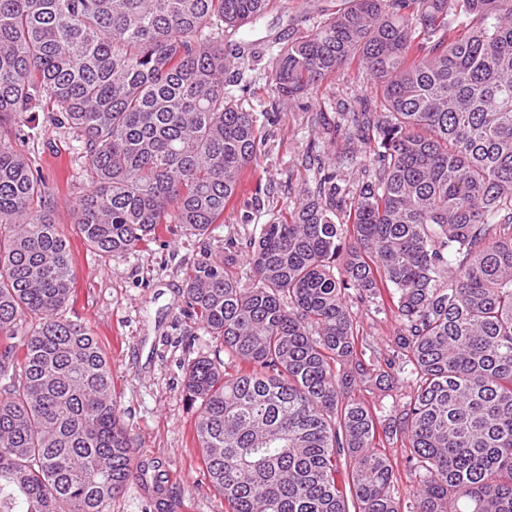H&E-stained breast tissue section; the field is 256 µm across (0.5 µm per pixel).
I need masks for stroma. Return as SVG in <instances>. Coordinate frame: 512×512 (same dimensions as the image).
<instances>
[{
  "instance_id": "1",
  "label": "stroma",
  "mask_w": 512,
  "mask_h": 512,
  "mask_svg": "<svg viewBox=\"0 0 512 512\" xmlns=\"http://www.w3.org/2000/svg\"><path fill=\"white\" fill-rule=\"evenodd\" d=\"M342 0H271L256 24L247 26L239 42L255 43L258 61L245 73L251 95L229 88L243 101L262 131L257 164L224 221L196 236L182 225L148 241L132 253L113 258L91 250L75 230L71 206L89 190L84 165L71 134L57 128L47 110L28 119L31 138L27 150L34 167L51 191V210L72 254L75 285L65 317L86 325L112 367V386L127 431L133 441L138 478L106 512H225L223 497L213 488L194 438L197 407L184 390L189 361L199 357L222 359L220 340L196 328L182 297L187 266L202 255L217 253L229 243L241 244L257 236L272 214L291 209L311 173L305 165L308 143L316 134L309 113L328 117L356 110L359 101L374 100L376 87L356 67L341 69L314 92L286 103L276 121H269L270 89L267 73L279 49L289 39L311 33ZM281 184L267 198L268 183ZM366 363L387 357L400 329L390 309L366 303L356 309ZM414 382L396 374L382 384L376 373L356 377L353 393L374 405L382 415L400 411L414 395ZM394 467L395 494L409 507L419 478L408 468L409 447L404 438H380L375 443Z\"/></svg>"
}]
</instances>
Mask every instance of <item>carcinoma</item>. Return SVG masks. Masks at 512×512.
<instances>
[{
  "instance_id": "1",
  "label": "carcinoma",
  "mask_w": 512,
  "mask_h": 512,
  "mask_svg": "<svg viewBox=\"0 0 512 512\" xmlns=\"http://www.w3.org/2000/svg\"><path fill=\"white\" fill-rule=\"evenodd\" d=\"M268 3L0 0V125L52 101L85 160L91 248L224 219L260 149L226 95L250 91L256 48L224 34ZM353 62L378 99L341 113L345 151L311 141L297 204L185 277L189 315L247 365L188 363L203 463L227 512H402L382 430L420 472L409 512H512V0H343L277 53L268 119ZM25 143L0 135V512H105L138 477L133 446L98 338L62 317L71 252ZM384 298L401 334L381 376L416 381L387 423L336 372L367 373L353 307Z\"/></svg>"
}]
</instances>
